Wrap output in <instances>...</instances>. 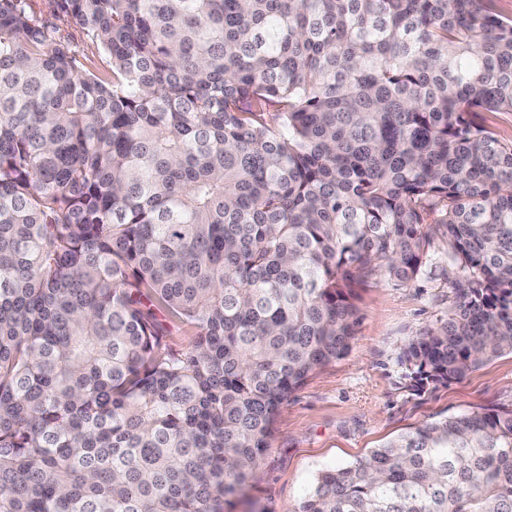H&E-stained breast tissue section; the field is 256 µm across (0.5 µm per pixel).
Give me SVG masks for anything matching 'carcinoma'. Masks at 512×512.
<instances>
[{"instance_id":"carcinoma-1","label":"carcinoma","mask_w":512,"mask_h":512,"mask_svg":"<svg viewBox=\"0 0 512 512\" xmlns=\"http://www.w3.org/2000/svg\"><path fill=\"white\" fill-rule=\"evenodd\" d=\"M496 0H0V512H228L345 354L351 282L454 305L412 387L512 353V18ZM198 329L170 346L156 311ZM297 512H512V410L425 422ZM32 8L43 20L58 29L59 35L76 50L81 70L90 69L104 75L108 68L97 47L89 42L70 20L57 10L55 0H32ZM481 122L503 142H512V112H484Z\"/></svg>"}]
</instances>
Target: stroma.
<instances>
[{"mask_svg": "<svg viewBox=\"0 0 512 512\" xmlns=\"http://www.w3.org/2000/svg\"><path fill=\"white\" fill-rule=\"evenodd\" d=\"M33 9L76 50L80 69L106 73L97 47L58 11L55 0ZM448 243L435 236L428 265L412 282L383 274L354 286L357 322L350 348L313 373L276 417L256 478L233 512H295L322 470L368 457L427 421L480 409H512V354L463 379L410 387L400 356L410 340L447 317L454 301Z\"/></svg>", "mask_w": 512, "mask_h": 512, "instance_id": "1", "label": "stroma"}]
</instances>
